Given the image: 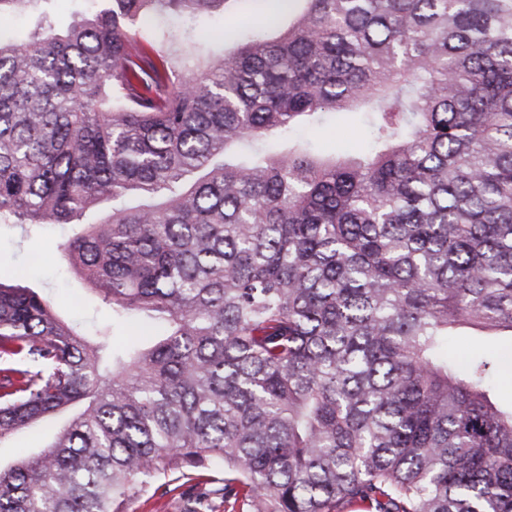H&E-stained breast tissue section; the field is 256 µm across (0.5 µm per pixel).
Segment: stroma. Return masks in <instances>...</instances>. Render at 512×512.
Masks as SVG:
<instances>
[{
    "label": "stroma",
    "instance_id": "stroma-1",
    "mask_svg": "<svg viewBox=\"0 0 512 512\" xmlns=\"http://www.w3.org/2000/svg\"><path fill=\"white\" fill-rule=\"evenodd\" d=\"M88 6L87 0H30L23 10L7 15L0 24L5 37H19L33 32L50 20L62 26L72 21ZM273 14L287 18L288 7L280 0H231L228 8L194 20L166 14L149 20L141 28L142 38L149 39L163 30L190 34L201 53L219 50L223 39L244 35L252 21ZM320 154L344 156L364 148L368 133L359 117L339 113L320 126L301 132ZM75 232L73 225L44 226L24 233L15 225L0 226V277L30 286L49 299L62 317L84 332L96 333L111 325L108 308L88 290L85 282L70 272L61 256L60 246ZM53 425L26 429L0 444V465L7 466L35 452L50 442Z\"/></svg>",
    "mask_w": 512,
    "mask_h": 512
}]
</instances>
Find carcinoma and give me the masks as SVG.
Returning a JSON list of instances; mask_svg holds the SVG:
<instances>
[{"label": "carcinoma", "mask_w": 512, "mask_h": 512, "mask_svg": "<svg viewBox=\"0 0 512 512\" xmlns=\"http://www.w3.org/2000/svg\"><path fill=\"white\" fill-rule=\"evenodd\" d=\"M226 0H100L0 36V224H82L70 269L152 334L93 340L0 280V512H512V0H289L201 60L137 22ZM365 115L368 149L267 139ZM485 346H494L498 361L499 375L496 377V397L503 404L512 402V344L504 342H483ZM69 416V413L61 415L55 425H61ZM54 424H47L31 429H26L10 440L0 445V465L2 467L35 452L51 441ZM154 493V488L139 496L131 506L130 512H180L178 492L162 494Z\"/></svg>", "instance_id": "carcinoma-1"}]
</instances>
